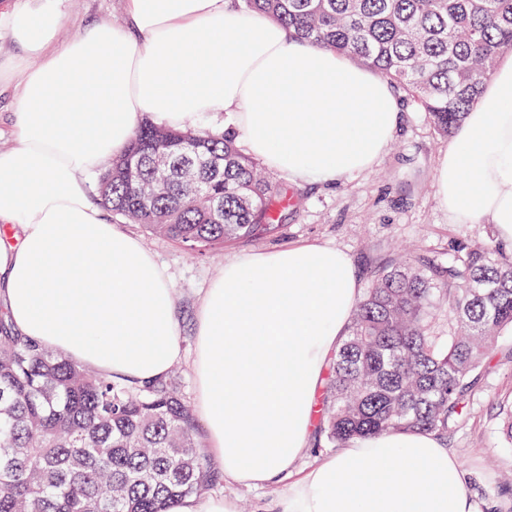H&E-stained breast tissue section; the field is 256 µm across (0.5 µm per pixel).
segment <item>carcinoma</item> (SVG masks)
Returning <instances> with one entry per match:
<instances>
[{
    "mask_svg": "<svg viewBox=\"0 0 512 512\" xmlns=\"http://www.w3.org/2000/svg\"><path fill=\"white\" fill-rule=\"evenodd\" d=\"M313 44L347 54L418 103L448 137L512 49V0H234ZM204 161L187 167L181 144ZM166 155L167 192L141 204L123 173L141 159L152 179ZM224 202L211 214L196 195ZM113 215L196 254L268 233L296 193L238 148L235 134L146 122L98 179ZM448 307V335L429 319ZM512 328V251L459 240L374 271L331 358L319 430L333 448L396 431L446 438L458 426L501 331ZM204 464L197 425L167 379L144 386L104 379L19 334L0 309V512H167L168 503L220 482Z\"/></svg>",
    "mask_w": 512,
    "mask_h": 512,
    "instance_id": "obj_1",
    "label": "carcinoma"
}]
</instances>
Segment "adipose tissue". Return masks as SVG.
Wrapping results in <instances>:
<instances>
[{"label": "adipose tissue", "mask_w": 512, "mask_h": 512, "mask_svg": "<svg viewBox=\"0 0 512 512\" xmlns=\"http://www.w3.org/2000/svg\"><path fill=\"white\" fill-rule=\"evenodd\" d=\"M127 20L59 43V0L0 10L20 45L16 141L0 149V305L14 329L99 375L141 386L181 356L174 293L89 179L141 120L179 130L230 116L245 152L297 184L371 170L399 125L390 83L231 0H126ZM451 223L512 244V56L436 162ZM343 250L304 242L226 262L197 318L196 406L211 461L246 488L290 475L316 428L324 371L361 298ZM285 512H473L432 434L391 432L320 459Z\"/></svg>", "instance_id": "adipose-tissue-1"}]
</instances>
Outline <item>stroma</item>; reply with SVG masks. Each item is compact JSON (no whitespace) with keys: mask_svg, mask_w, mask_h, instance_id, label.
<instances>
[{"mask_svg":"<svg viewBox=\"0 0 512 512\" xmlns=\"http://www.w3.org/2000/svg\"><path fill=\"white\" fill-rule=\"evenodd\" d=\"M60 40H68L100 20L126 21L125 0H62ZM399 127L388 152L364 174L346 176L336 185H299L300 202L271 235H264L194 256L178 242L123 223L165 269L180 319L182 356L176 364L181 391L195 400L192 359L197 313L204 288L224 272L225 261L245 253L284 249L317 242L346 251L361 285L368 273L397 251L413 248L447 251L449 241L485 243L496 233L487 224H452L434 197L436 160L449 140L438 135L423 110L401 99ZM512 406V332L503 331L471 397L466 421L443 445L464 472L476 512H512V444L501 433L502 411ZM215 492L233 500L238 512H283L288 484L245 488L226 481Z\"/></svg>","mask_w":512,"mask_h":512,"instance_id":"obj_1","label":"stroma"}]
</instances>
